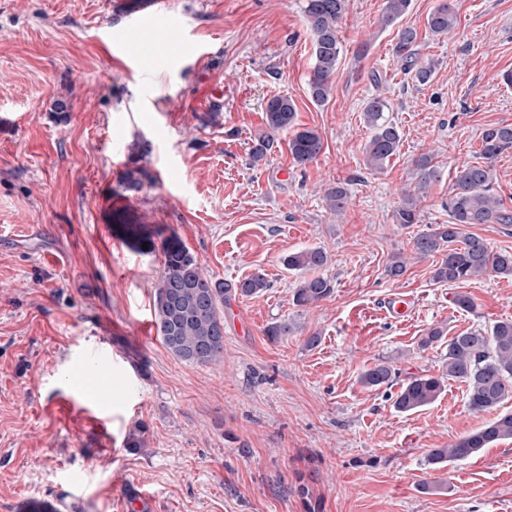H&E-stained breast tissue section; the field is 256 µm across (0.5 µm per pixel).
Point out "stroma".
<instances>
[{"label": "stroma", "mask_w": 512, "mask_h": 512, "mask_svg": "<svg viewBox=\"0 0 512 512\" xmlns=\"http://www.w3.org/2000/svg\"><path fill=\"white\" fill-rule=\"evenodd\" d=\"M133 2L0 0V512H119L133 485L155 512H512V440L441 469L427 462L492 418L469 409L463 384L446 382L416 411L393 406L409 377L446 370L445 344L419 347L432 326L454 336L512 319V279L438 283L431 258L397 280L385 272L416 233L392 221L413 159L441 164L422 210L424 223H445L454 168L481 161L485 128L512 124V0H451L456 27L441 38L426 30L440 0H411L402 22L437 63L425 84L393 55L385 0H348L321 106L308 90L305 0H165L181 46L133 31ZM377 91L401 143L373 172L362 103ZM279 95L322 138L306 167L285 133L250 162ZM136 167L150 179L129 193L122 180ZM339 184L349 201L337 216L324 194ZM118 212L175 232L215 278L263 270L268 288L224 305L223 363H183L150 330L163 257L133 250L113 227ZM310 247L327 251L336 288L299 308L302 274L283 259ZM460 292L474 310L454 304ZM389 295L411 313L387 315ZM103 316L107 335L95 328ZM280 320L295 330L270 341ZM98 346L111 363L91 359ZM381 359L392 385L364 387L360 374ZM109 376L108 432L58 419L55 397L84 399ZM139 422L147 445L127 447ZM68 475L84 500L66 503Z\"/></svg>", "instance_id": "stroma-1"}]
</instances>
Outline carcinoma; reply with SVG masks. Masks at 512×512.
Instances as JSON below:
<instances>
[{"label": "carcinoma", "mask_w": 512, "mask_h": 512, "mask_svg": "<svg viewBox=\"0 0 512 512\" xmlns=\"http://www.w3.org/2000/svg\"><path fill=\"white\" fill-rule=\"evenodd\" d=\"M411 0H386L381 27L398 22L408 11ZM347 9V0H306V25L313 36L314 65L308 86L313 102L329 99L332 80L343 52L338 25ZM456 25L450 3L442 2L427 17V29L435 37L447 35ZM418 31L405 26L397 31L394 54L403 69L416 82L427 83L434 74L435 63L419 56ZM388 101L380 94L367 98L363 118L371 132L364 146L365 163L373 171L384 168L396 154L401 135L388 120ZM266 131L254 140L251 164L262 162L280 132H292L288 149L293 161L304 167L315 161L323 150V142L315 130L298 129L296 106L288 96L270 99L265 108ZM512 150V124L492 126L482 133L483 161L462 165L452 175L453 188L442 208L448 212L446 224H428L411 240V251L419 259L437 258L433 279L450 285H466L483 275L512 278V252L496 251L483 238L468 231L472 224H512V213L493 189L492 162L500 154ZM416 182L402 191L396 207L394 223L410 227L420 221L419 204L433 183L442 178L441 168L432 153H424L414 161ZM326 205L332 212L343 211L348 202L347 190L336 186L327 190ZM115 223L123 238L138 252L157 249L163 254V265L153 303L154 325L165 348L178 360L193 365H216L224 361V303L230 297L256 296L268 287L265 274L257 270L234 282H225L205 274L201 259L174 233L167 236L145 224H135L118 214ZM161 238L155 243L154 238ZM290 271H310L294 292V304L307 307L330 298L334 282L320 274L328 264V253L321 247L303 249L283 260ZM407 272L402 254L391 257L386 273L393 280ZM444 376L420 375L402 384L394 407L411 412L432 404L445 389V381L464 384L468 407L477 412H497L483 427L447 448H433L428 463L441 469L450 462L466 461L484 449L512 439V411L499 408L512 399V319L496 322L491 330L460 333L448 340ZM395 369L380 361L364 370L363 386L378 389L390 385Z\"/></svg>", "instance_id": "cac0c4a2"}]
</instances>
